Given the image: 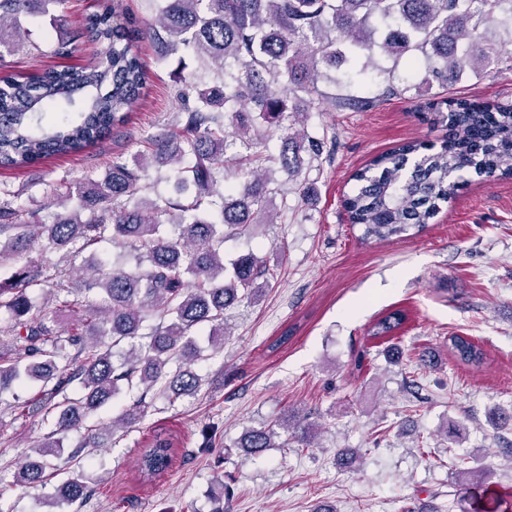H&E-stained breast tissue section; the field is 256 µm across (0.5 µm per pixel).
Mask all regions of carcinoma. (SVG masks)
Instances as JSON below:
<instances>
[{
  "label": "carcinoma",
  "instance_id": "carcinoma-1",
  "mask_svg": "<svg viewBox=\"0 0 512 512\" xmlns=\"http://www.w3.org/2000/svg\"><path fill=\"white\" fill-rule=\"evenodd\" d=\"M154 37L159 58L182 47L192 50L209 77L186 86L195 104L178 113L173 130L149 139L148 151L132 160H115L92 188L65 187L58 197L80 204L50 224L7 200L0 202V263L28 251L42 236L57 249L79 255L110 239L128 240L134 267L95 261L65 270L47 258H27L11 278L0 282V309L11 318L7 335L20 345L14 356L0 350V396L15 387H35L41 402L17 405L22 414L43 413L51 430L47 442L20 463L16 481L43 486L50 471L64 472L48 512L81 504L94 494L81 472L52 463L61 459L67 434L120 393L122 386L144 385L141 396L103 424L129 428L146 413L148 394L161 386L175 397L196 395L202 379L194 368L201 350L195 332L210 327L209 343L224 345V309L255 297L272 276L264 260L245 253L224 264V227L272 222L275 166L296 179L303 154L320 152L321 142L294 132L278 153L269 134L288 131L298 121L297 93H318V66L346 62L337 83L352 84L370 69L386 75L381 95L399 93L394 73L400 62L422 83L444 86L470 64L461 41L478 31L468 27L497 20L512 0H155ZM67 0H0V65L21 46L19 19L38 12L54 23L50 6ZM84 30L104 45L100 59L81 70L48 67L0 79V168H17L55 155H77L101 142L124 123L142 96L147 72L133 45L134 22L118 19L116 7L103 5L88 16ZM392 59L380 67L374 49ZM60 101L79 104V118L41 125V113ZM376 96L349 94L334 99L338 108L371 109ZM434 121L445 130L440 145L407 142L375 157L357 171L358 182L345 205L365 239L385 240L429 223L454 194L462 174L488 179L512 177V105L492 110L466 98L432 103ZM234 161L238 180L226 183ZM172 170V194L157 202L137 196L150 178V166ZM95 291L96 304L81 292ZM54 309H48V304ZM83 308L79 327L64 334L52 316ZM393 312L379 319L373 336L401 325ZM462 362L478 365L483 352L466 337L451 339ZM176 364L174 371L168 366ZM78 384V392L66 391ZM276 420L245 432L240 447L261 456L276 447ZM173 443L157 434L142 450L141 475L151 478L171 464Z\"/></svg>",
  "mask_w": 512,
  "mask_h": 512
}]
</instances>
